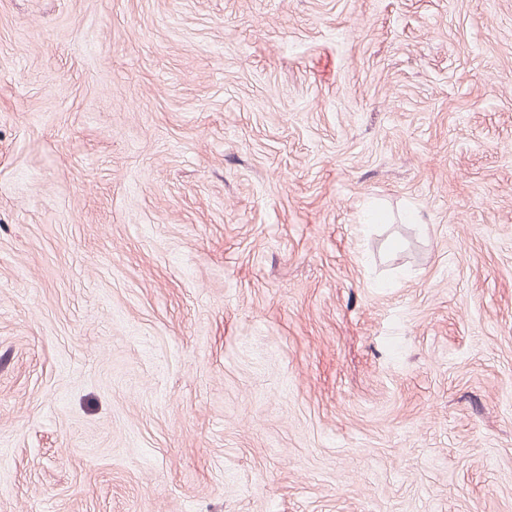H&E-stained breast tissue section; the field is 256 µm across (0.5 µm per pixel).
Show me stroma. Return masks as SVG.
I'll return each instance as SVG.
<instances>
[{
  "label": "stroma",
  "mask_w": 512,
  "mask_h": 512,
  "mask_svg": "<svg viewBox=\"0 0 512 512\" xmlns=\"http://www.w3.org/2000/svg\"><path fill=\"white\" fill-rule=\"evenodd\" d=\"M0 512H512V0H0Z\"/></svg>",
  "instance_id": "35a3bbf8"
}]
</instances>
